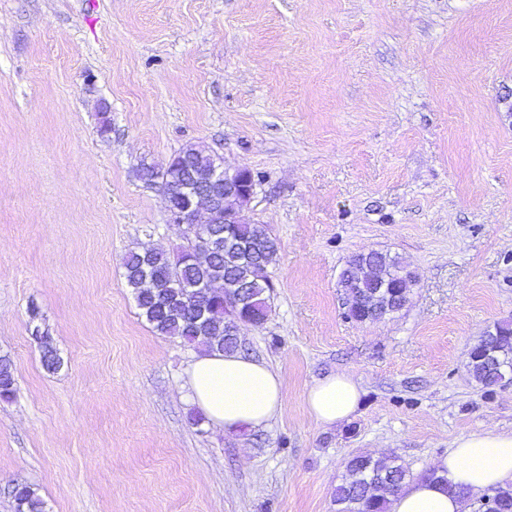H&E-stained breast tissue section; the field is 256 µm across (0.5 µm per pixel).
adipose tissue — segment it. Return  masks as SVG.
I'll list each match as a JSON object with an SVG mask.
<instances>
[{
	"mask_svg": "<svg viewBox=\"0 0 512 512\" xmlns=\"http://www.w3.org/2000/svg\"><path fill=\"white\" fill-rule=\"evenodd\" d=\"M194 404L210 423L225 430L256 429L283 413L284 380L265 362L239 353L203 352L187 370ZM362 389L349 374L335 372L316 380L305 395L315 422L333 426L357 410ZM438 480H415L394 498L391 512H464L449 484L473 490L512 482V432L488 429L458 439L434 465Z\"/></svg>",
	"mask_w": 512,
	"mask_h": 512,
	"instance_id": "obj_1",
	"label": "adipose tissue"
}]
</instances>
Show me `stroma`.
<instances>
[{
  "mask_svg": "<svg viewBox=\"0 0 512 512\" xmlns=\"http://www.w3.org/2000/svg\"><path fill=\"white\" fill-rule=\"evenodd\" d=\"M189 144L259 173L243 217L280 242L269 317L240 333L285 382L257 429L201 419L196 349L155 332L123 276L129 249L185 245L141 170ZM370 250L417 283L361 324L338 281ZM502 321L512 0H0V512L18 481L46 512H335L352 453L418 474L512 431V383L488 395L467 372ZM335 371L362 398L328 427L304 399Z\"/></svg>",
  "mask_w": 512,
  "mask_h": 512,
  "instance_id": "1",
  "label": "stroma"
}]
</instances>
